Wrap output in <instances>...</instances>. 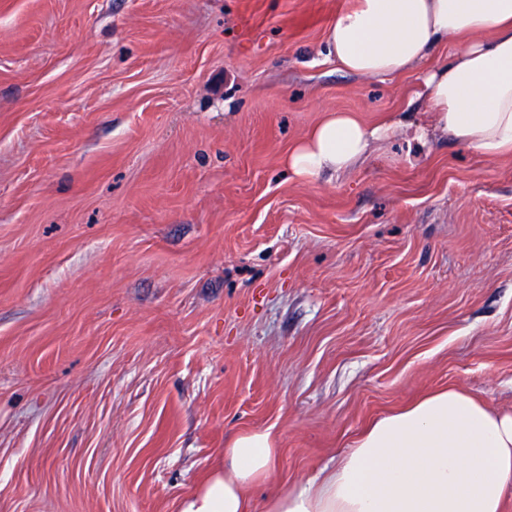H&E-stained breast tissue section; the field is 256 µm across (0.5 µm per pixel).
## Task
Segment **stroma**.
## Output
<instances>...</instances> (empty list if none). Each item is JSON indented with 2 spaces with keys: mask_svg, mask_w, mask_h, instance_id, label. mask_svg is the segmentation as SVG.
Returning a JSON list of instances; mask_svg holds the SVG:
<instances>
[{
  "mask_svg": "<svg viewBox=\"0 0 512 512\" xmlns=\"http://www.w3.org/2000/svg\"><path fill=\"white\" fill-rule=\"evenodd\" d=\"M350 0H0V512H180L235 436L266 496L453 386L512 412V154L288 153L413 76L320 51Z\"/></svg>",
  "mask_w": 512,
  "mask_h": 512,
  "instance_id": "35a3bbf8",
  "label": "stroma"
}]
</instances>
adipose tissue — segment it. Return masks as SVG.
Instances as JSON below:
<instances>
[{
	"label": "adipose tissue",
	"instance_id": "adipose-tissue-1",
	"mask_svg": "<svg viewBox=\"0 0 512 512\" xmlns=\"http://www.w3.org/2000/svg\"><path fill=\"white\" fill-rule=\"evenodd\" d=\"M455 38L448 63L427 66ZM323 56L339 70L383 81L416 77L420 126L400 114L379 125L331 112L288 154L298 178L336 177L371 145L408 130L447 138L488 158L512 153V0H352L330 20ZM278 458L269 432L242 433L224 467L188 495L180 512H254L249 488ZM512 494V413L495 412L458 389L434 391L373 420L335 466L269 495L263 512H503Z\"/></svg>",
	"mask_w": 512,
	"mask_h": 512
}]
</instances>
